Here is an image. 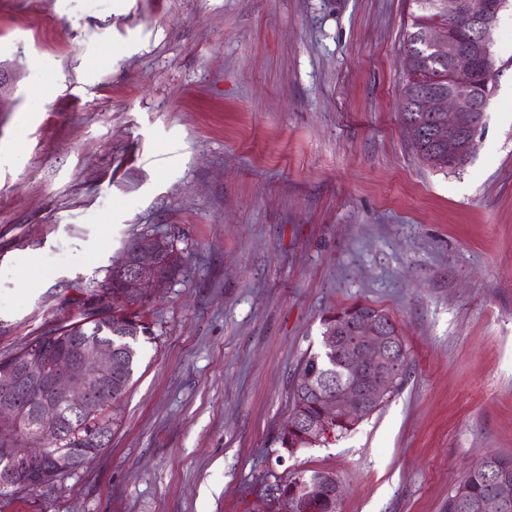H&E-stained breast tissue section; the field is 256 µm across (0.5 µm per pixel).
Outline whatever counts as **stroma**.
<instances>
[{
  "mask_svg": "<svg viewBox=\"0 0 512 512\" xmlns=\"http://www.w3.org/2000/svg\"><path fill=\"white\" fill-rule=\"evenodd\" d=\"M410 0H0V356L83 313L134 239L180 274L135 308L112 437L0 512H276L332 473L339 512H446L512 455V7L461 166L403 126ZM384 310L408 360L357 427L285 453L322 319ZM322 473V471H299L295 472L288 480L283 484L278 485L276 497L278 503L279 512H293L290 510L289 501L290 497L294 496L298 492L303 493L296 499L294 503V509L297 512H315V503L313 501V494L311 489L317 490V501H318V512H338L336 506L339 504L342 498V485L336 479L335 482L328 484H318L316 477ZM310 487L309 489H306ZM306 489V490H305ZM336 491V504L334 493ZM305 494V496H302Z\"/></svg>",
  "mask_w": 512,
  "mask_h": 512,
  "instance_id": "35a3bbf8",
  "label": "stroma"
}]
</instances>
